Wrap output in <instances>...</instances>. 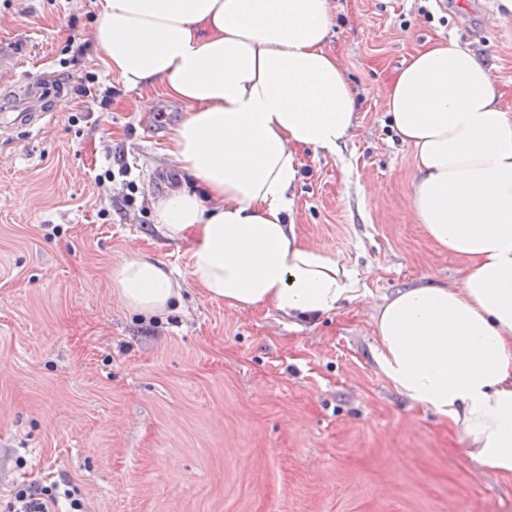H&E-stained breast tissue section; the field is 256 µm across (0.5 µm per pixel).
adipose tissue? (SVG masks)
<instances>
[{"mask_svg":"<svg viewBox=\"0 0 512 512\" xmlns=\"http://www.w3.org/2000/svg\"><path fill=\"white\" fill-rule=\"evenodd\" d=\"M331 18V0H98L107 70L190 107L166 147L189 181L155 211L211 299L309 321L358 297L354 273L288 220L299 150L336 153L356 124L351 84L325 48ZM501 98L489 67L452 39L391 79L387 111L415 156L410 211L462 269L457 286L385 298L375 333L393 388L451 420L484 472L512 480V113ZM111 281L147 316L182 290L144 254Z\"/></svg>","mask_w":512,"mask_h":512,"instance_id":"ef3b65f1","label":"adipose tissue"}]
</instances>
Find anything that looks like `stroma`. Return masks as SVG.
I'll use <instances>...</instances> for the list:
<instances>
[{
  "label": "stroma",
  "instance_id": "35a3bbf8",
  "mask_svg": "<svg viewBox=\"0 0 512 512\" xmlns=\"http://www.w3.org/2000/svg\"><path fill=\"white\" fill-rule=\"evenodd\" d=\"M96 2L0 0V50L52 89L36 129L0 132V512L18 486L53 482L85 512H512V480L383 376L374 327L384 297L460 279L409 210L414 153L389 121L390 80L452 37L512 113V15L497 0H333L326 48L357 121L338 154L301 150L292 218L361 296L296 327L208 298L186 243L157 231L153 204L181 175L164 148L188 107L106 72ZM117 154L143 207L115 211L95 181ZM136 254L179 274L168 314L113 294L112 269Z\"/></svg>",
  "mask_w": 512,
  "mask_h": 512
}]
</instances>
